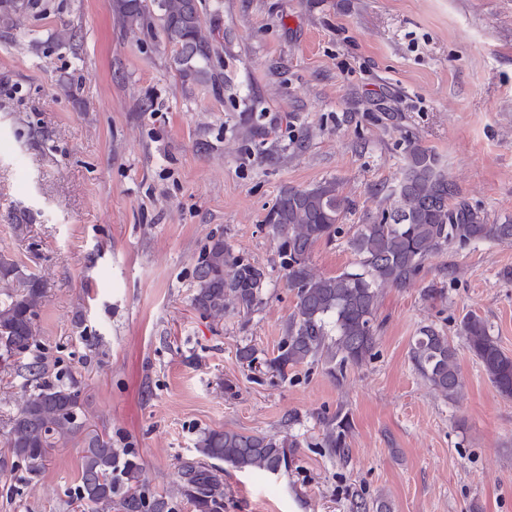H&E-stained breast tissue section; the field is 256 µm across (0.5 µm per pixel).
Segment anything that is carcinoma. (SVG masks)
<instances>
[{
  "mask_svg": "<svg viewBox=\"0 0 512 512\" xmlns=\"http://www.w3.org/2000/svg\"><path fill=\"white\" fill-rule=\"evenodd\" d=\"M204 0H113L126 29L158 32L171 49L173 67L184 82L217 87L224 75L214 64V38L205 34ZM30 0H0V27L17 29ZM389 207L360 224L347 239L353 268L332 277L315 275L309 261L316 244L344 234V200L336 182L286 188L265 217L267 232L279 243L288 287L296 303L277 355L265 360L280 375L308 361H321L335 378L374 356L379 291L405 288L426 263L452 248L477 242L512 241V220L490 224L461 194L435 151L409 139L406 163L388 188ZM193 277L192 305L214 322L232 309L248 315L262 303L265 270L232 254L224 238L212 235L202 247ZM47 296L46 282L25 263L0 251V357L27 356ZM468 350L482 365L500 396L512 398V356L503 352L477 314L461 321ZM415 371L443 397L461 396L463 382L456 349L431 326L419 330L410 347ZM27 388L6 421V447L28 479L38 478L48 449H80L75 500L84 512H171V498L192 500L200 512H224V466L265 474L288 472L296 443L262 432L224 429L202 434L196 456L180 463L177 481L165 494L149 491L141 463L128 448L88 431L82 390L73 377L49 376L40 360L20 364ZM348 414L324 422L323 447L347 456Z\"/></svg>",
  "mask_w": 512,
  "mask_h": 512,
  "instance_id": "carcinoma-1",
  "label": "carcinoma"
}]
</instances>
